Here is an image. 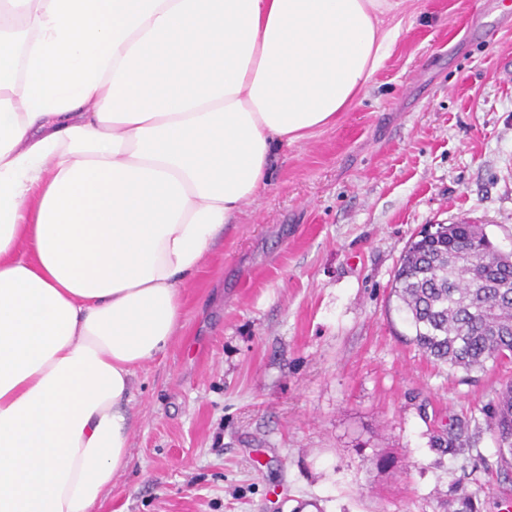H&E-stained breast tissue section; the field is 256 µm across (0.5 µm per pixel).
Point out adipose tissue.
Listing matches in <instances>:
<instances>
[{"label":"adipose tissue","instance_id":"obj_1","mask_svg":"<svg viewBox=\"0 0 512 512\" xmlns=\"http://www.w3.org/2000/svg\"><path fill=\"white\" fill-rule=\"evenodd\" d=\"M401 3L0 0V512H95L182 283Z\"/></svg>","mask_w":512,"mask_h":512}]
</instances>
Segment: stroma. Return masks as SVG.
<instances>
[{"label":"stroma","mask_w":512,"mask_h":512,"mask_svg":"<svg viewBox=\"0 0 512 512\" xmlns=\"http://www.w3.org/2000/svg\"><path fill=\"white\" fill-rule=\"evenodd\" d=\"M501 0H405L373 81L279 148L138 367L128 464L98 512H477L512 506L466 373L409 340L390 292L411 238L481 224L512 252V21ZM464 448L439 449L442 430Z\"/></svg>","instance_id":"obj_1"}]
</instances>
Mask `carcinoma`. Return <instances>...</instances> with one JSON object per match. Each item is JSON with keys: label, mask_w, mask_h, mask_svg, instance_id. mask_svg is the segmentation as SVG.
<instances>
[{"label": "carcinoma", "mask_w": 512, "mask_h": 512, "mask_svg": "<svg viewBox=\"0 0 512 512\" xmlns=\"http://www.w3.org/2000/svg\"><path fill=\"white\" fill-rule=\"evenodd\" d=\"M411 341L436 362L466 372L512 358V253L480 224H440L419 233L391 289ZM499 471L512 472V385L491 412Z\"/></svg>", "instance_id": "cac0c4a2"}]
</instances>
